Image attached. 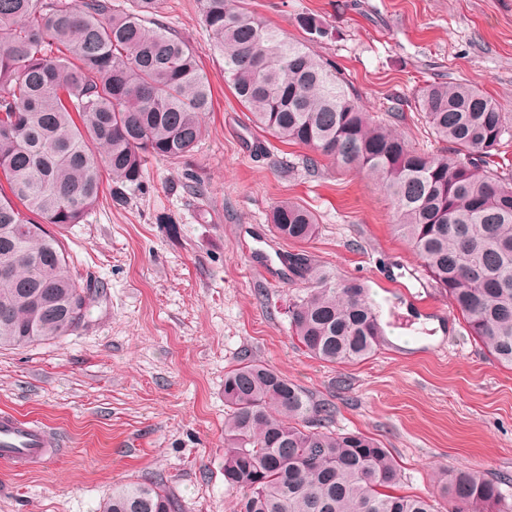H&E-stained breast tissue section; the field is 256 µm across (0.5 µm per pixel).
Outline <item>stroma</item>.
<instances>
[{"label":"stroma","mask_w":512,"mask_h":512,"mask_svg":"<svg viewBox=\"0 0 512 512\" xmlns=\"http://www.w3.org/2000/svg\"><path fill=\"white\" fill-rule=\"evenodd\" d=\"M291 41L336 64L349 91L414 147L437 145L414 108L431 81L479 85L512 113V0H240ZM329 29L308 40L299 15ZM159 22L197 52L212 106L191 162L150 160L123 201L103 195L54 229L98 290L84 325L0 350V411L34 415L62 452L23 472L0 460V512H99L113 487L160 482L181 512H236L224 485V374L241 358L274 368L333 409L401 468L402 493L434 499L443 470L476 469L512 501V369L464 328L447 294L393 229L379 181L262 134L224 77L199 0H162ZM390 121V120H389ZM291 200L318 233L299 246L268 217ZM305 254L368 291L387 338L358 364L330 365L294 338L288 307L311 288Z\"/></svg>","instance_id":"1"}]
</instances>
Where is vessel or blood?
I'll use <instances>...</instances> for the list:
<instances>
[{
	"label": "vessel or blood",
	"mask_w": 512,
	"mask_h": 512,
	"mask_svg": "<svg viewBox=\"0 0 512 512\" xmlns=\"http://www.w3.org/2000/svg\"><path fill=\"white\" fill-rule=\"evenodd\" d=\"M54 456L43 420L12 413L0 415V458L10 460L18 470L31 461L46 463Z\"/></svg>",
	"instance_id": "vessel-or-blood-1"
}]
</instances>
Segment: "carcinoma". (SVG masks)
<instances>
[{"label": "carcinoma", "instance_id": "obj_1", "mask_svg": "<svg viewBox=\"0 0 512 512\" xmlns=\"http://www.w3.org/2000/svg\"><path fill=\"white\" fill-rule=\"evenodd\" d=\"M0 0V348L58 339L78 328L93 288L76 279L47 226L78 224L104 192L120 199L150 159L185 160L204 133L208 79L188 43L156 19L160 0ZM224 73L260 131L377 178L393 199L395 231L448 293L469 334L512 369V174L501 149L512 120L466 82H433L414 100L437 141L417 149L372 120L339 73L232 0H200ZM310 38L328 36L312 14ZM275 236L306 244L315 215L292 201L270 213ZM314 283L288 308L311 357L350 365L383 341L357 281L337 283L307 259ZM224 483L237 512H436L400 492L379 441L324 428L331 410L276 370L244 359L224 373ZM448 512H512L500 482L474 469L441 481ZM103 512H179L159 483L115 488Z\"/></svg>", "mask_w": 512, "mask_h": 512}]
</instances>
